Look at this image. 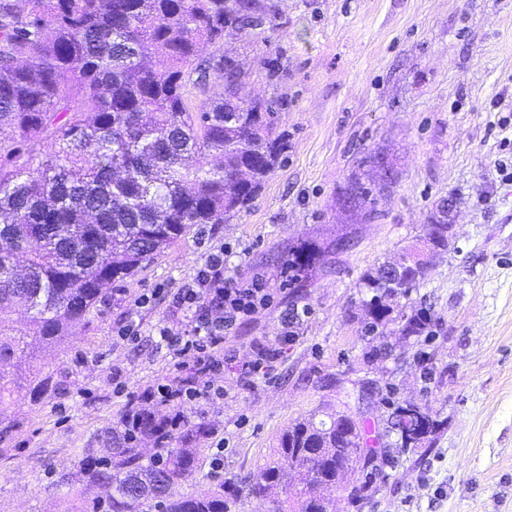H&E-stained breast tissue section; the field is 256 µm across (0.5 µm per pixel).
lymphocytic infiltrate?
Returning <instances> with one entry per match:
<instances>
[{"label":"lymphocytic infiltrate","mask_w":512,"mask_h":512,"mask_svg":"<svg viewBox=\"0 0 512 512\" xmlns=\"http://www.w3.org/2000/svg\"><path fill=\"white\" fill-rule=\"evenodd\" d=\"M172 302L182 310L184 321L177 331L160 327L158 335L177 357L189 359L192 371L144 387L130 399L128 410L136 421L148 410L167 408L166 424L177 429L184 422L181 405L208 397L204 378L223 370L225 336L269 309L274 292L260 278L236 281L226 277L224 253L219 250L208 256L191 283L174 293Z\"/></svg>","instance_id":"obj_1"}]
</instances>
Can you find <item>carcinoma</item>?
I'll return each instance as SVG.
<instances>
[{"mask_svg":"<svg viewBox=\"0 0 512 512\" xmlns=\"http://www.w3.org/2000/svg\"><path fill=\"white\" fill-rule=\"evenodd\" d=\"M240 0H0V401L36 402L58 390L39 371L5 387L1 366L64 344L72 325L98 310L114 284L143 269L197 224H222L246 210L286 148L276 133L277 101L248 88L239 60L221 51L245 28ZM208 98L196 100L193 92ZM378 181H351L342 208L378 218L374 194L395 182L386 159ZM240 169L248 177L234 180ZM434 209L422 246L402 255L400 279L381 265L361 276L367 330L390 321L391 302L426 281L431 257L448 249V225ZM23 311L25 331L10 313ZM420 336L428 316L401 317ZM164 413L136 435L145 457L120 437L88 469L108 490L106 512H234L257 495L272 512H330L322 490L344 484L365 433L345 412L288 424L272 455L238 485L180 496L199 465L201 427L168 430ZM402 448H417L441 422L404 402L394 411ZM298 483L280 497L283 473Z\"/></svg>","mask_w":512,"mask_h":512,"instance_id":"obj_1","label":"carcinoma"}]
</instances>
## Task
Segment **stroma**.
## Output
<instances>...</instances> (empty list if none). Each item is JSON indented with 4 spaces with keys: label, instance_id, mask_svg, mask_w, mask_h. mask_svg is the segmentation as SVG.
Here are the masks:
<instances>
[{
    "label": "stroma",
    "instance_id": "stroma-1",
    "mask_svg": "<svg viewBox=\"0 0 512 512\" xmlns=\"http://www.w3.org/2000/svg\"><path fill=\"white\" fill-rule=\"evenodd\" d=\"M261 26L224 42L253 90L279 100L277 132L287 149L246 212L202 224L116 283L98 313L68 343L16 371L52 375L62 389L37 406L0 405L19 432L0 447V512H93L104 499L86 476L108 454L130 396L189 368L157 336L181 321L172 294L214 249L225 275L263 277L272 308L224 340L226 362L211 384L223 396L183 407L207 429L196 472L177 489L199 495L257 471L298 418L347 411L368 448L387 462L377 494L352 502L329 489L332 512H512V0H262ZM383 155L395 182L366 222L339 198L353 178L370 181L368 155ZM455 197V234L424 286L397 299V314L364 327L362 274L417 244L435 204ZM346 235L343 251L337 236ZM321 253L296 279L297 246ZM158 291L152 306L142 293ZM308 313L274 367L242 382L237 363L275 344L295 306ZM420 309L421 336L400 334V313ZM141 326L137 344L117 336ZM120 379H113V370ZM441 420L432 444L400 447L396 404Z\"/></svg>",
    "mask_w": 512,
    "mask_h": 512
}]
</instances>
